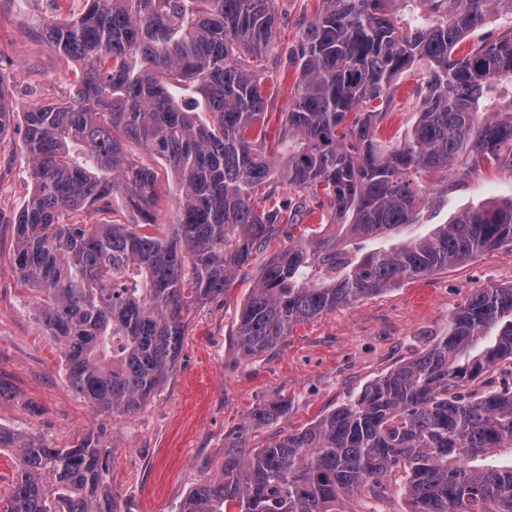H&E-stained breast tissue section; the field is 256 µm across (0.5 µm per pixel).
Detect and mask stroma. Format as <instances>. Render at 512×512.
Wrapping results in <instances>:
<instances>
[{"label":"stroma","mask_w":512,"mask_h":512,"mask_svg":"<svg viewBox=\"0 0 512 512\" xmlns=\"http://www.w3.org/2000/svg\"><path fill=\"white\" fill-rule=\"evenodd\" d=\"M85 6V0H29L22 9L16 0H0V71L9 76L19 107L70 98L72 66L42 41L38 28ZM317 7L318 0H276L280 54L298 43ZM264 78L270 112L287 111L299 80L296 68L272 64ZM420 106L412 79H402L383 136L400 142ZM22 127L15 120L0 143V210L8 214L22 208L32 189L19 150ZM466 181L436 223L485 198L512 195V174L505 171L473 173ZM12 250V227L0 224V379L10 389L0 399V425L59 448L94 433L112 449V491L122 512H171L219 469L225 435L257 407L282 398L289 402L285 416L251 433L252 448L316 421L426 351L475 289L512 285V250L502 248L324 313L295 327L273 351L244 360L232 334L240 306L257 286L258 268L252 265L239 272L223 299L197 312L174 375L149 404L131 414L101 415L66 381L57 345L16 284Z\"/></svg>","instance_id":"stroma-1"}]
</instances>
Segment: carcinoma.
I'll list each match as a JSON object with an SVG mask.
<instances>
[{"mask_svg":"<svg viewBox=\"0 0 512 512\" xmlns=\"http://www.w3.org/2000/svg\"><path fill=\"white\" fill-rule=\"evenodd\" d=\"M288 53L300 82L265 147L269 99L251 61L272 49L274 0H86L42 39L75 64L61 104L22 112L32 192L12 269L73 391L99 414L145 407L173 375L197 310L288 232L237 315L242 358L301 323L390 286L512 247V196L490 197L421 237L368 240L428 222L484 165L512 173V0H320ZM499 32L457 55L492 13ZM420 75L421 112L402 143L380 140L391 87ZM0 71V138L18 111ZM176 210L153 230L159 173ZM456 175L435 191L423 176ZM298 198L264 205L280 188ZM320 209V232L294 234ZM92 211L131 216L90 224ZM512 366V288H477L420 356L302 428L248 447L288 410L256 408L224 437V462L173 512H368L394 485L408 512H512V387L462 392ZM13 450L0 512H122L112 449L69 448L0 427Z\"/></svg>","mask_w":512,"mask_h":512,"instance_id":"1","label":"carcinoma"}]
</instances>
